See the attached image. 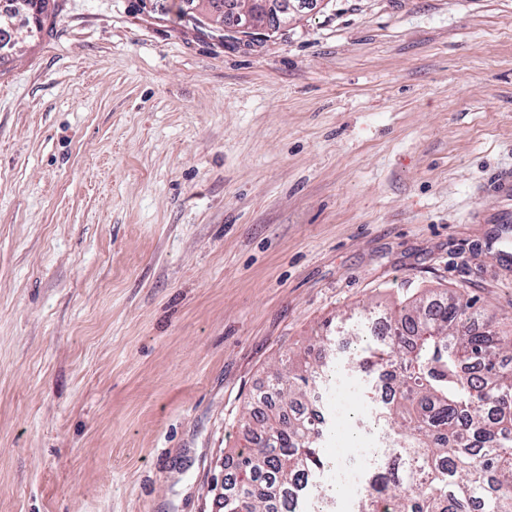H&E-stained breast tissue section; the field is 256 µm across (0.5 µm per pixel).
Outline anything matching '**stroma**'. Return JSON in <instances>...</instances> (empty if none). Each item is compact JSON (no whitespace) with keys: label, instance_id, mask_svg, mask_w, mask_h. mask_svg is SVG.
Here are the masks:
<instances>
[{"label":"stroma","instance_id":"obj_1","mask_svg":"<svg viewBox=\"0 0 512 512\" xmlns=\"http://www.w3.org/2000/svg\"><path fill=\"white\" fill-rule=\"evenodd\" d=\"M56 0L0 55V512H219L288 350L419 295L512 335V0L209 36Z\"/></svg>","mask_w":512,"mask_h":512}]
</instances>
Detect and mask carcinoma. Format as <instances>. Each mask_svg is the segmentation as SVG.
Instances as JSON below:
<instances>
[{
	"label": "carcinoma",
	"instance_id": "1",
	"mask_svg": "<svg viewBox=\"0 0 512 512\" xmlns=\"http://www.w3.org/2000/svg\"><path fill=\"white\" fill-rule=\"evenodd\" d=\"M374 308L359 312L351 363L391 395L371 421L390 444L371 463L352 512H512V336L493 317L451 294L417 297L386 332ZM291 352L271 371L280 404L244 412L254 446L240 449L224 478V512H314L327 495L326 412L307 406L331 377Z\"/></svg>",
	"mask_w": 512,
	"mask_h": 512
}]
</instances>
